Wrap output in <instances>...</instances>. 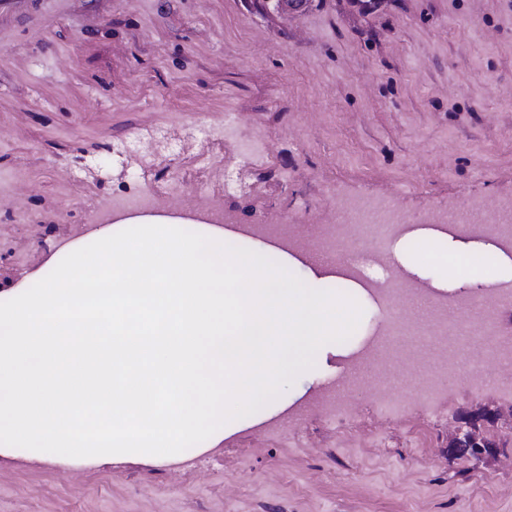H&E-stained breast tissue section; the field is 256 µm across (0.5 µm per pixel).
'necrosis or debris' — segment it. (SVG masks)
<instances>
[{
	"label": "necrosis or debris",
	"instance_id": "obj_1",
	"mask_svg": "<svg viewBox=\"0 0 512 512\" xmlns=\"http://www.w3.org/2000/svg\"><path fill=\"white\" fill-rule=\"evenodd\" d=\"M332 210L339 215V225L300 224L283 217L279 223L263 226L270 237H278L289 247L357 265L367 260L383 264L387 256L382 242L365 232L368 224H402L403 218L392 197L354 196L336 200ZM432 221L463 225L472 232L490 231L504 243H512V213L499 211L482 202L468 205L466 213L448 215L431 213ZM512 307V294L488 300L458 295L431 303L430 333L434 336H458L464 333L481 336L482 341L469 353L441 348L428 351L411 350L399 356H387L381 341L360 352L356 365H374L377 375L354 378L351 384L329 388L313 400L310 410L322 417L359 433L361 442L381 445L382 436L364 427L349 398L351 388L381 390L377 410L390 426H398L410 401L400 390L388 389L385 375L396 370L410 381L418 395L420 407H430L451 380L463 382L469 391L481 394L512 388V335L501 332L504 309Z\"/></svg>",
	"mask_w": 512,
	"mask_h": 512
}]
</instances>
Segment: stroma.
<instances>
[{"label": "stroma", "mask_w": 512, "mask_h": 512, "mask_svg": "<svg viewBox=\"0 0 512 512\" xmlns=\"http://www.w3.org/2000/svg\"><path fill=\"white\" fill-rule=\"evenodd\" d=\"M262 155L231 189L224 117ZM153 155L142 176L144 155ZM155 191L170 214L287 213L388 195L408 223L435 207L512 200V0H0V291L85 233L116 192ZM342 343L285 391L302 406L376 330L367 294ZM512 391L449 382L412 408L387 449L345 444L318 415L243 418L178 463L75 469L0 460V512H512L499 456L448 451L449 418H478L512 454Z\"/></svg>", "instance_id": "obj_1"}]
</instances>
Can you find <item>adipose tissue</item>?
Masks as SVG:
<instances>
[{
    "label": "adipose tissue",
    "instance_id": "adipose-tissue-1",
    "mask_svg": "<svg viewBox=\"0 0 512 512\" xmlns=\"http://www.w3.org/2000/svg\"><path fill=\"white\" fill-rule=\"evenodd\" d=\"M412 261L418 266L432 265L452 273L454 281L460 284L483 285L494 282L498 277L497 270L480 264L471 251L452 249L432 240L420 243Z\"/></svg>",
    "mask_w": 512,
    "mask_h": 512
}]
</instances>
